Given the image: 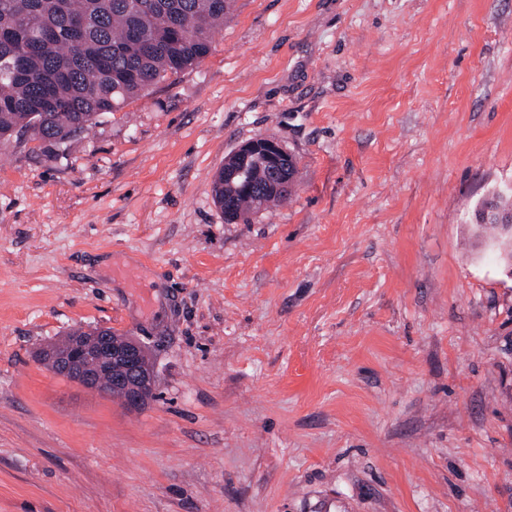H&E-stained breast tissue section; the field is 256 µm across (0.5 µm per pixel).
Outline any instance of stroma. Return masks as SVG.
Segmentation results:
<instances>
[{
    "instance_id": "stroma-1",
    "label": "stroma",
    "mask_w": 512,
    "mask_h": 512,
    "mask_svg": "<svg viewBox=\"0 0 512 512\" xmlns=\"http://www.w3.org/2000/svg\"><path fill=\"white\" fill-rule=\"evenodd\" d=\"M257 136L286 202L228 224ZM512 0H235L59 156L0 141V512H512ZM138 340L133 408L39 352ZM257 157L264 162L258 158L249 165ZM295 167L297 159L279 141L256 137L225 157L224 167L217 172L213 181L215 202L226 218L235 217L236 210L237 221L248 222L251 214L282 202L291 195L292 188L288 190V187L292 183L291 172ZM247 169L249 179L242 180ZM224 180L233 183L224 184ZM239 180L244 191L253 194L257 199L271 195L265 197L262 202H256L253 196L239 188ZM284 190L288 191L279 192Z\"/></svg>"
}]
</instances>
